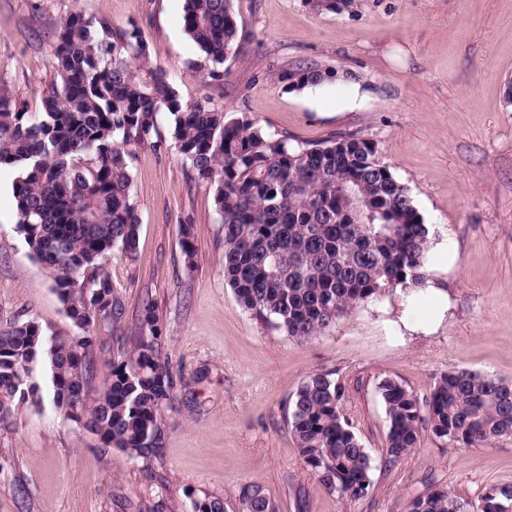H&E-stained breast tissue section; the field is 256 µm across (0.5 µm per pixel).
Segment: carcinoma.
Here are the masks:
<instances>
[{
  "instance_id": "1",
  "label": "carcinoma",
  "mask_w": 512,
  "mask_h": 512,
  "mask_svg": "<svg viewBox=\"0 0 512 512\" xmlns=\"http://www.w3.org/2000/svg\"><path fill=\"white\" fill-rule=\"evenodd\" d=\"M184 31L204 56L203 82L224 85L237 22L232 0H185ZM57 78L42 86L44 112L33 117L0 93V166L14 168L18 230L52 277L77 332L59 336L28 320L0 330V425L16 406L49 398L67 419L131 459L159 458L164 409L187 385L162 356V328L144 304L131 334L112 331L124 315L102 261L120 248L136 255L140 232L131 201L128 147H166L158 116L194 178L214 186L224 227V278L255 318L304 340L323 333L361 303L428 279L430 228L408 188L382 162L374 142L354 134L308 143L228 117L208 95L183 100L166 72L152 66L136 24L114 27L74 9L50 31ZM328 73L286 70L279 79L303 89ZM364 200L354 211L351 194ZM185 267L195 266L193 219L182 221ZM106 361L105 390L90 401L96 356ZM378 389L388 418L387 462L407 456L424 430L451 448L482 447L512 437V385L459 370L440 375L421 402L402 384ZM344 388L315 372L286 405V422L305 470L331 492L366 497L371 460L342 414ZM246 512H276L255 487ZM512 504V487H494L482 512ZM404 512H466L451 491L431 486Z\"/></svg>"
}]
</instances>
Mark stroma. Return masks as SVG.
Wrapping results in <instances>:
<instances>
[{
	"instance_id": "1",
	"label": "stroma",
	"mask_w": 512,
	"mask_h": 512,
	"mask_svg": "<svg viewBox=\"0 0 512 512\" xmlns=\"http://www.w3.org/2000/svg\"><path fill=\"white\" fill-rule=\"evenodd\" d=\"M123 27L133 21L153 63L179 95H210L229 116L308 142L339 133L373 141L430 228L427 272L448 296L431 324L419 295L393 290L319 336L295 340L253 317L224 280V228L213 188L192 180L168 144L130 149L135 258L104 261L122 300L121 331L152 303L161 351L189 385L165 409L159 458L103 452L51 401L19 405L0 426V512H192L217 499L243 512L255 486L276 512H403L429 486L480 512L490 488L512 485V437L452 448L424 433L398 464L387 458L382 380L430 397L442 372L469 370L512 384V0H351L313 12L303 0H233L238 25L223 87H206L202 53L183 28L184 0H0V90L31 115L55 78L44 32L66 12ZM313 65L328 79L287 88L279 74ZM366 95L348 110L350 82ZM16 172L0 168V327L34 320L62 336L75 328L50 275L17 228ZM192 216L197 254L184 266L181 222ZM335 373L342 411L370 458L373 486L353 500L305 471L284 407L312 373Z\"/></svg>"
}]
</instances>
